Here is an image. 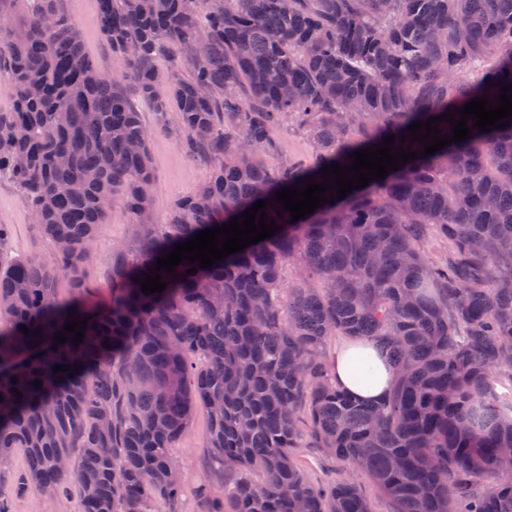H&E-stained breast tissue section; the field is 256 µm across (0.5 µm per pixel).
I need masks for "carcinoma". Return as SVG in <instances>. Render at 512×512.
<instances>
[{
    "label": "carcinoma",
    "mask_w": 512,
    "mask_h": 512,
    "mask_svg": "<svg viewBox=\"0 0 512 512\" xmlns=\"http://www.w3.org/2000/svg\"><path fill=\"white\" fill-rule=\"evenodd\" d=\"M16 2L0 0L13 98L0 181L53 244L49 262L12 256L0 226V455L22 449L26 483L48 501L75 491L81 512H174L169 448L200 402L212 462L237 474L231 512H374L364 479L392 512H512V397L495 391L512 382V117L490 131L470 119L469 138L296 222L275 203L390 135L393 154L423 151L414 123L497 104L512 0H99L119 75L85 55L58 0H25L11 25ZM171 43L192 47L187 63L154 68ZM132 94L161 116L176 99L178 145L212 163L164 224ZM277 129L305 137L311 159L263 163ZM117 194L135 233L113 247L112 298L96 302L82 267ZM259 201L281 230L209 268L162 269L166 289L143 292L158 258ZM429 226L447 245L438 260L421 248ZM71 318L88 319L84 338L56 343ZM334 336L380 346L395 369L386 398L336 387ZM308 441L337 479H306L294 451Z\"/></svg>",
    "instance_id": "obj_1"
}]
</instances>
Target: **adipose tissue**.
<instances>
[{
    "instance_id": "obj_1",
    "label": "adipose tissue",
    "mask_w": 512,
    "mask_h": 512,
    "mask_svg": "<svg viewBox=\"0 0 512 512\" xmlns=\"http://www.w3.org/2000/svg\"><path fill=\"white\" fill-rule=\"evenodd\" d=\"M332 375L339 388L364 403L382 399L395 379L392 368L373 345L354 339L346 340L337 349Z\"/></svg>"
}]
</instances>
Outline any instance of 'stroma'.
Wrapping results in <instances>:
<instances>
[{
	"instance_id": "1",
	"label": "stroma",
	"mask_w": 512,
	"mask_h": 512,
	"mask_svg": "<svg viewBox=\"0 0 512 512\" xmlns=\"http://www.w3.org/2000/svg\"><path fill=\"white\" fill-rule=\"evenodd\" d=\"M61 10L75 21L82 38L86 56L100 69L118 73L124 68L123 59L112 52L100 30L98 0H59ZM143 123L152 132L149 155L154 175V188L149 200V211L154 223H164L174 203L199 187L210 175L209 163L192 158L176 143V101H169L165 115H158L153 104L135 98ZM0 224L10 233V252L14 255L46 259L53 253L51 241L35 224L15 188L0 182ZM134 227L129 223L122 198H114L110 215L98 230L93 251L84 264L89 292L101 301L112 296L110 257L113 245L130 241ZM210 426L209 412L204 405H196L192 421L175 442L171 453L179 462L182 495L177 512H204L200 488H208L216 496L224 493V474L210 462L206 437ZM25 456L22 450L0 457V503L6 512H78L76 496L64 495L49 501L38 490L23 481Z\"/></svg>"
}]
</instances>
